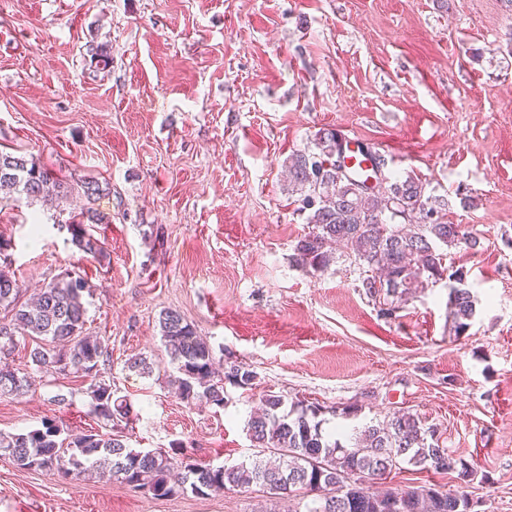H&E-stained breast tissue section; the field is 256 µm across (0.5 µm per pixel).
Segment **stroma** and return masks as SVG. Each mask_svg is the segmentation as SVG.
<instances>
[{
  "mask_svg": "<svg viewBox=\"0 0 512 512\" xmlns=\"http://www.w3.org/2000/svg\"><path fill=\"white\" fill-rule=\"evenodd\" d=\"M100 45L109 67L91 58ZM322 128L415 173L477 237L446 259L478 297L465 333L447 281L386 317L348 257L315 274L293 264L308 227L285 167ZM0 151L108 184L91 203L70 196L99 213L102 257L72 244L56 201L16 197L0 202V261L29 292L84 278L85 329L130 406L104 425L89 378L39 373L0 398V431L53 419L217 465L254 454L247 421L267 394L318 403L349 433L404 411L475 468L472 512H512V0H0ZM167 308L253 386L227 387L220 408L183 402L160 341ZM132 357L152 373L125 370ZM0 512L288 506L256 488L157 498L0 457Z\"/></svg>",
  "mask_w": 512,
  "mask_h": 512,
  "instance_id": "1",
  "label": "stroma"
}]
</instances>
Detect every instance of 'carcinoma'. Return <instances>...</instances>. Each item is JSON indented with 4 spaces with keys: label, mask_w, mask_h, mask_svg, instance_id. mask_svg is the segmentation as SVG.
Returning a JSON list of instances; mask_svg holds the SVG:
<instances>
[{
    "label": "carcinoma",
    "mask_w": 512,
    "mask_h": 512,
    "mask_svg": "<svg viewBox=\"0 0 512 512\" xmlns=\"http://www.w3.org/2000/svg\"><path fill=\"white\" fill-rule=\"evenodd\" d=\"M341 136L323 128L315 134L316 151L294 155L288 166L291 192L299 195L308 212L311 230L295 247V266L307 273L322 272L335 260V252L351 253L365 268L362 280L373 298L389 299L382 313L440 280H448L454 328L464 332L476 313V299L464 287L462 274L446 266L442 249L477 246L463 224L448 222L449 203L426 193L415 175H384L383 187L369 189L351 174L336 171V151ZM24 195L29 201L67 198L63 183L53 179L34 161L0 153V200ZM99 221L91 209L71 217L73 244L87 255L104 252L103 243L86 227ZM84 281L78 274L49 283L35 301H20L10 270L0 266V354L12 352L19 336H45L62 344L58 350L35 348L30 359L36 370L75 372L91 378L90 413L108 424L129 415L125 400L115 397L112 379L95 376L109 360L108 346L97 337L83 335L86 309ZM161 339L175 365L180 398L190 405L204 400L224 406V385H253L255 373L236 363L224 367L215 379V356L210 344L173 309L158 318ZM30 372L0 365V396H19L32 385ZM261 412L248 421L249 437L266 457L213 467L203 464L183 448L142 451L129 447L112 433L64 435V426L46 419L27 433L0 432V452L20 469L44 470L61 478L115 477L135 490L156 497L188 491L206 495L219 489L253 486L272 498H291L321 492L306 506L307 512H471L465 491L420 485L394 488L382 494L356 484V475L382 479L394 471L414 468L436 474H457L465 483L475 473L463 458L439 443L437 429L426 427L415 415L403 412L386 421L364 426L347 436L341 429L328 432L320 405L302 400L285 408L281 395L267 394Z\"/></svg>",
    "instance_id": "cac0c4a2"
}]
</instances>
